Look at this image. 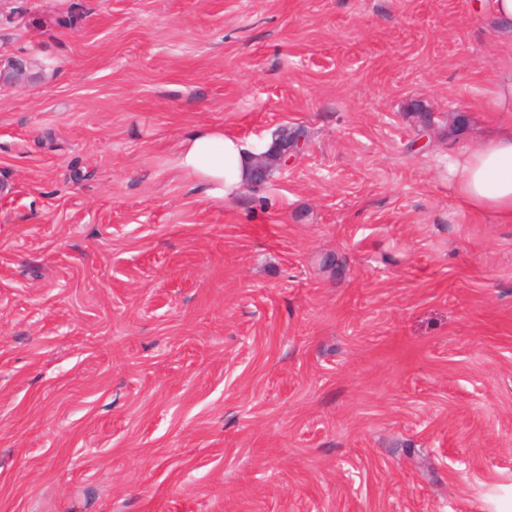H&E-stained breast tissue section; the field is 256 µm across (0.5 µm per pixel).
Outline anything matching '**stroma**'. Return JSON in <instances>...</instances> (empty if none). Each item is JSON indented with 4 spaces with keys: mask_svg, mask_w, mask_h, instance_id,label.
Segmentation results:
<instances>
[{
    "mask_svg": "<svg viewBox=\"0 0 512 512\" xmlns=\"http://www.w3.org/2000/svg\"><path fill=\"white\" fill-rule=\"evenodd\" d=\"M478 0H0V512H498L512 223L448 155ZM430 123H423L421 113ZM306 150L236 198L195 130ZM33 79L27 66L15 58H0V85L4 83L22 84Z\"/></svg>",
    "mask_w": 512,
    "mask_h": 512,
    "instance_id": "obj_1",
    "label": "stroma"
}]
</instances>
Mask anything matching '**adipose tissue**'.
I'll return each mask as SVG.
<instances>
[{
  "label": "adipose tissue",
  "mask_w": 512,
  "mask_h": 512,
  "mask_svg": "<svg viewBox=\"0 0 512 512\" xmlns=\"http://www.w3.org/2000/svg\"><path fill=\"white\" fill-rule=\"evenodd\" d=\"M497 114L493 135L448 157V177L462 207L512 223V73L499 78L489 92ZM254 146L235 136L198 130L184 142L180 168L198 178L206 193L234 197L251 178Z\"/></svg>",
  "instance_id": "adipose-tissue-1"
}]
</instances>
